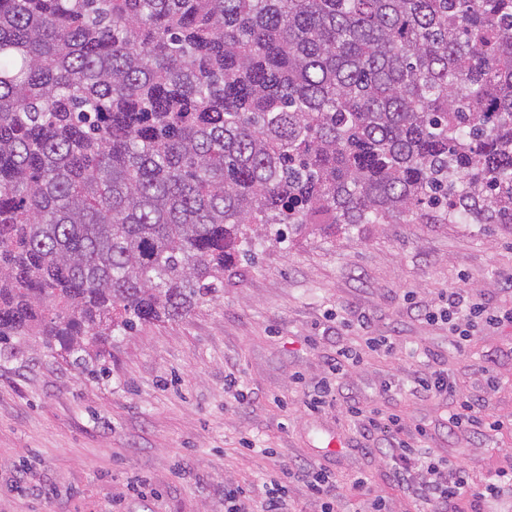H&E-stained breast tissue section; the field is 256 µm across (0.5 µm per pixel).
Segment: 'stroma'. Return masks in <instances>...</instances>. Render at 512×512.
I'll return each instance as SVG.
<instances>
[{
    "label": "stroma",
    "mask_w": 512,
    "mask_h": 512,
    "mask_svg": "<svg viewBox=\"0 0 512 512\" xmlns=\"http://www.w3.org/2000/svg\"><path fill=\"white\" fill-rule=\"evenodd\" d=\"M457 286L512 308V226L416 219L271 241L225 271L218 297L185 319L139 325L94 363L34 340L2 352L0 512H224L226 484L258 485L311 461L337 479L339 512H364L350 488L358 475L391 512H412L381 435L348 415L353 401L400 415L405 437L425 427L438 456L495 479L512 465V323L458 350L424 314ZM358 313L390 352L365 345L350 325ZM348 346L360 362L330 381V406L307 409ZM487 362L497 391L486 413L502 430L450 431L457 398L408 393L435 366L455 378L457 397H477ZM230 375L235 409L224 400Z\"/></svg>",
    "instance_id": "1"
}]
</instances>
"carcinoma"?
<instances>
[{
	"instance_id": "obj_1",
	"label": "carcinoma",
	"mask_w": 512,
	"mask_h": 512,
	"mask_svg": "<svg viewBox=\"0 0 512 512\" xmlns=\"http://www.w3.org/2000/svg\"><path fill=\"white\" fill-rule=\"evenodd\" d=\"M512 224V0H0V347L214 297L274 224Z\"/></svg>"
}]
</instances>
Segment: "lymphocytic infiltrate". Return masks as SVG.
I'll use <instances>...</instances> for the list:
<instances>
[{
    "label": "lymphocytic infiltrate",
    "instance_id": "f902f5d3",
    "mask_svg": "<svg viewBox=\"0 0 512 512\" xmlns=\"http://www.w3.org/2000/svg\"><path fill=\"white\" fill-rule=\"evenodd\" d=\"M427 318L442 321L455 330L460 342H468L473 328L492 327L512 322V311L501 313L473 298L468 289L452 288L441 297L438 308L427 311ZM494 377L486 379V396L475 401L458 400L447 418L449 430L499 429V422L489 421L485 413L488 397L496 390ZM350 415L366 430L382 434L383 457L394 476L410 491L417 512H485L488 501L504 492L512 493V468L500 471L499 481L482 482L461 466L449 465L423 445L422 439H401L402 425L396 415H386L375 408L349 405ZM298 478L305 484L319 512H336V483L317 463L309 462L298 471L284 469L270 475L261 490L238 485L227 492L226 512H291L287 482Z\"/></svg>",
    "mask_w": 512,
    "mask_h": 512
}]
</instances>
